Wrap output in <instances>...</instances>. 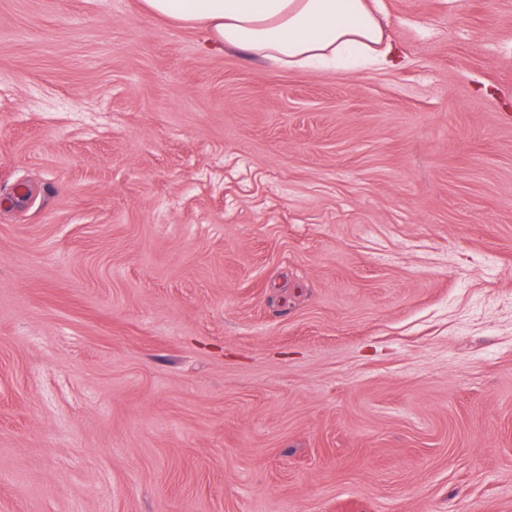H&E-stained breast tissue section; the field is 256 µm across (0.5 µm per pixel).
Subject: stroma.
Instances as JSON below:
<instances>
[{"instance_id": "stroma-1", "label": "stroma", "mask_w": 512, "mask_h": 512, "mask_svg": "<svg viewBox=\"0 0 512 512\" xmlns=\"http://www.w3.org/2000/svg\"><path fill=\"white\" fill-rule=\"evenodd\" d=\"M382 6L0 0V512H512V0ZM148 10L233 47L287 65H381L392 46L368 0H144Z\"/></svg>"}]
</instances>
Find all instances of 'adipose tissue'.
<instances>
[{"instance_id": "obj_1", "label": "adipose tissue", "mask_w": 512, "mask_h": 512, "mask_svg": "<svg viewBox=\"0 0 512 512\" xmlns=\"http://www.w3.org/2000/svg\"><path fill=\"white\" fill-rule=\"evenodd\" d=\"M148 10L205 31L215 48L295 66L387 63L383 15L369 0H145Z\"/></svg>"}]
</instances>
